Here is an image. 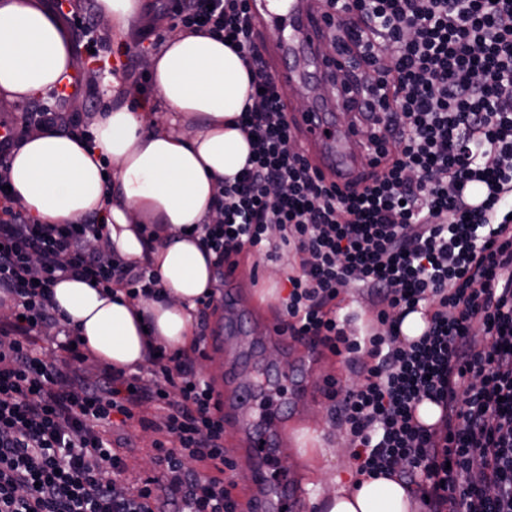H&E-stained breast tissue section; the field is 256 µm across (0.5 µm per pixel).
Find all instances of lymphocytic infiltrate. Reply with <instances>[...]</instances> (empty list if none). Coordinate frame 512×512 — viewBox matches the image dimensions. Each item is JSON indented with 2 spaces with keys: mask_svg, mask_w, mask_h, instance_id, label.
<instances>
[{
  "mask_svg": "<svg viewBox=\"0 0 512 512\" xmlns=\"http://www.w3.org/2000/svg\"><path fill=\"white\" fill-rule=\"evenodd\" d=\"M343 64L370 169L343 187L298 145L250 0H171L159 17L229 39L251 91L237 121L252 141L203 240L218 265L288 250L282 327L331 354L366 357L335 408L360 475L397 474L426 512H512V0H315ZM0 147V512H236L224 483V416L200 346L136 374L94 369L51 305L76 275L132 298L158 274L114 258L99 219L34 224L7 190ZM363 284L378 329L347 334L343 288ZM423 311L412 341L398 329ZM58 341L46 358L38 340ZM442 410L419 425L423 400ZM161 412L159 422L142 414ZM160 432L157 474L128 478L106 429Z\"/></svg>",
  "mask_w": 512,
  "mask_h": 512,
  "instance_id": "f902f5d3",
  "label": "lymphocytic infiltrate"
}]
</instances>
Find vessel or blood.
I'll return each instance as SVG.
<instances>
[{
	"label": "vessel or blood",
	"instance_id": "obj_1",
	"mask_svg": "<svg viewBox=\"0 0 512 512\" xmlns=\"http://www.w3.org/2000/svg\"><path fill=\"white\" fill-rule=\"evenodd\" d=\"M250 8L256 30L263 38L275 40L278 56L285 62L277 77L279 83H293L310 71L320 80L328 79L332 66L318 50L324 23L308 10L303 0H283L277 12L270 9L269 0H251ZM341 110L340 98L321 91L310 108L290 112L301 148L327 178L340 183L354 177L368 162L359 135L341 117ZM209 330L210 349L220 356L224 417L234 422L242 434L257 477L242 504L243 512H280L294 493L293 478L287 472H280L270 487L262 477L281 459L279 398L283 395L306 398L303 378L296 369L284 368L277 375L276 389H269L263 381L239 383L237 359L224 353L228 338L223 322L211 323Z\"/></svg>",
	"mask_w": 512,
	"mask_h": 512
}]
</instances>
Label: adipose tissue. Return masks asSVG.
<instances>
[{
  "label": "adipose tissue",
  "mask_w": 512,
  "mask_h": 512,
  "mask_svg": "<svg viewBox=\"0 0 512 512\" xmlns=\"http://www.w3.org/2000/svg\"><path fill=\"white\" fill-rule=\"evenodd\" d=\"M141 0H96L112 32L127 37ZM152 105L113 99L92 141L60 131L28 135L9 160L12 198L39 224L105 220L109 251L154 270L159 294L131 299L79 278L58 281L52 305L96 363L129 373L158 350L184 351L197 336L198 300L210 294L215 255L201 243L225 180L245 165L250 146L233 121L249 76L240 56L205 34L169 36L148 61ZM69 39L34 0H0V97L27 100L72 81ZM112 179H105L106 163ZM317 512H417L399 478H361L315 498Z\"/></svg>",
  "instance_id": "adipose-tissue-1"
}]
</instances>
